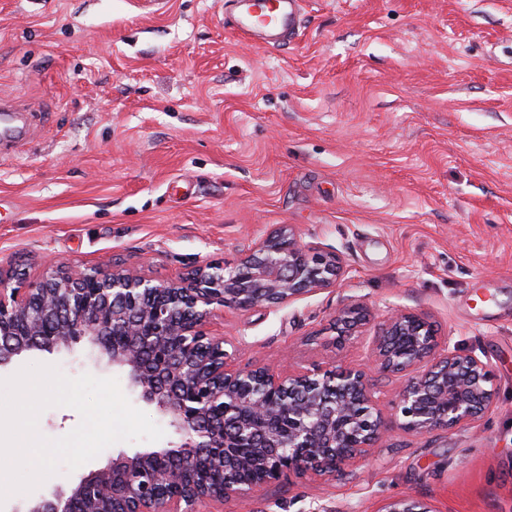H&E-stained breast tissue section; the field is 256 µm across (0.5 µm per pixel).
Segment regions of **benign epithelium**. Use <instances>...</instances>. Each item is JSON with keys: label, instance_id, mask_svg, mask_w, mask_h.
Listing matches in <instances>:
<instances>
[{"label": "benign epithelium", "instance_id": "benign-epithelium-1", "mask_svg": "<svg viewBox=\"0 0 512 512\" xmlns=\"http://www.w3.org/2000/svg\"><path fill=\"white\" fill-rule=\"evenodd\" d=\"M343 258L281 224L233 264L205 263L176 281L135 268L68 264L34 280L0 272V368L37 349L81 344L122 369L180 443L112 452L102 468L11 512H202L284 478L336 477L368 460L393 429L418 436L474 425L495 404L489 363L463 353L425 315L378 313L363 302L331 319L332 341L375 326L371 360L401 379L387 418L364 369L284 373L240 365L210 329L226 308L287 305L337 286ZM202 470L219 478L201 482ZM379 512H432L400 497Z\"/></svg>", "mask_w": 512, "mask_h": 512}]
</instances>
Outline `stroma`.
Here are the masks:
<instances>
[{"label": "stroma", "mask_w": 512, "mask_h": 512, "mask_svg": "<svg viewBox=\"0 0 512 512\" xmlns=\"http://www.w3.org/2000/svg\"><path fill=\"white\" fill-rule=\"evenodd\" d=\"M222 0H0V94L31 139L0 161V268L62 262L174 281L272 226L341 254L336 288L212 321L240 363L366 362L319 336L343 304L427 314L491 365L481 424L394 431L333 479L292 478L224 512H512V0H305L284 47ZM116 378L82 348L0 369ZM432 508L413 497H400L381 506L379 512H432Z\"/></svg>", "instance_id": "35a3bbf8"}]
</instances>
